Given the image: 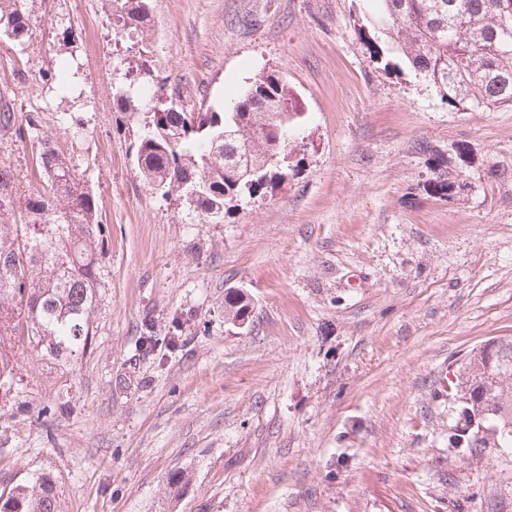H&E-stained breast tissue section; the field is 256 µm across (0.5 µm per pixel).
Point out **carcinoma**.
<instances>
[{
    "label": "carcinoma",
    "instance_id": "cac0c4a2",
    "mask_svg": "<svg viewBox=\"0 0 512 512\" xmlns=\"http://www.w3.org/2000/svg\"><path fill=\"white\" fill-rule=\"evenodd\" d=\"M31 0H0V38L22 44L33 35ZM112 31L149 30L148 0H112ZM372 7L371 29L361 39L384 68L405 63L451 106L496 108L512 105V30L499 22L501 0H363ZM147 60L124 74L112 93L117 112L136 113L152 94L150 115L131 142L136 167L149 187L165 198L188 201L204 220L244 195H263L284 180L289 164H265L275 146L297 126L285 84L260 73L222 111L193 112L174 104V95L151 93ZM47 82L62 99L75 89L74 61L64 59ZM37 165L44 192L24 199L26 224L10 223L16 209L15 176L0 165V337L28 339L40 356L72 359L91 336V314L101 287L100 239L92 190L77 177L72 161L52 137L38 140ZM266 165L257 177L250 165ZM431 187L452 199L464 184L440 164ZM41 268L47 275L32 278ZM241 292L226 301L224 317L234 323L249 313ZM491 356L479 347L452 372L448 395L464 420L456 443L479 455L485 448H512V336L497 338ZM14 362L0 341V398L10 395ZM55 488L46 474L21 478L0 490V512H56Z\"/></svg>",
    "mask_w": 512,
    "mask_h": 512
}]
</instances>
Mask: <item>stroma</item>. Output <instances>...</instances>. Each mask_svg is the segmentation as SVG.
I'll return each mask as SVG.
<instances>
[{"label":"stroma","mask_w":512,"mask_h":512,"mask_svg":"<svg viewBox=\"0 0 512 512\" xmlns=\"http://www.w3.org/2000/svg\"><path fill=\"white\" fill-rule=\"evenodd\" d=\"M31 8L29 42L0 45V164L37 193L51 136L94 194L104 253L74 362L4 338L0 488L47 474L57 512H512V457L453 444L444 387L512 336V106L452 107L384 69L360 0H150L164 92L206 109L265 72L301 114L284 181L207 222L134 164L145 115L112 92L138 50L101 0ZM68 27L79 96L63 101L45 74ZM434 156L466 185L453 200L429 188Z\"/></svg>","instance_id":"obj_1"}]
</instances>
